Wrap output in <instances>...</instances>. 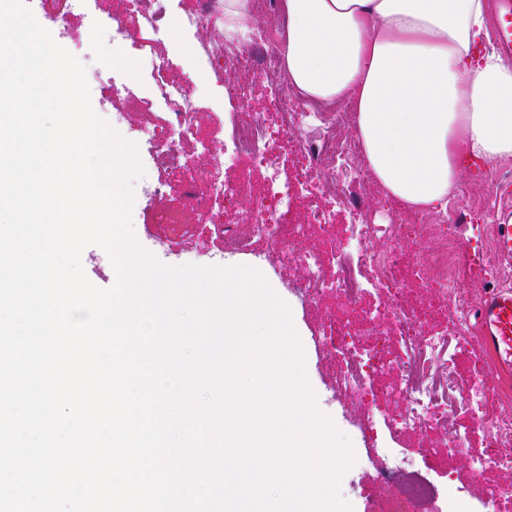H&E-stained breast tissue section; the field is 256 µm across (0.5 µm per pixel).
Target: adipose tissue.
<instances>
[{"mask_svg":"<svg viewBox=\"0 0 512 512\" xmlns=\"http://www.w3.org/2000/svg\"><path fill=\"white\" fill-rule=\"evenodd\" d=\"M282 65L317 103H351L384 190L413 210L447 205L457 160L512 157V64L475 56L487 0H281Z\"/></svg>","mask_w":512,"mask_h":512,"instance_id":"obj_1","label":"adipose tissue"}]
</instances>
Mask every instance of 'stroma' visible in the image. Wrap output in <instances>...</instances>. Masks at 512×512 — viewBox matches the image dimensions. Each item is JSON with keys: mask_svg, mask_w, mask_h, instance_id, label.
<instances>
[{"mask_svg": "<svg viewBox=\"0 0 512 512\" xmlns=\"http://www.w3.org/2000/svg\"><path fill=\"white\" fill-rule=\"evenodd\" d=\"M37 21L54 40L75 55L86 67L94 111L107 120L123 137L138 145L144 174L134 183L132 226L139 243L168 265H198L227 262L259 268L276 292L289 304L301 338L306 371L316 394L319 409L331 416L338 429L352 442L356 463L341 481L340 493L352 512H372L378 493L388 492L381 482L379 460L390 452L395 483L420 478L439 491L441 512H453L448 490L458 491L471 512H482V497L474 484L470 461L490 452L491 446L478 422L470 414L459 420L461 444L455 455H447L434 436L402 429L403 401L392 397L391 388L399 383L396 362L403 347L385 329H372L358 337V344L370 349L366 361L364 389L341 392L336 383V367L326 356L322 336L336 313L335 296L311 305L302 297L303 255L311 250L339 256L349 237L350 209L323 196L318 183L295 194L288 214L292 224L308 221L309 210L330 211L333 227L329 236L309 232L290 246L269 240L254 241L256 256L225 251L221 226L245 223L252 204L230 195L211 192L210 183H228L239 173H247L257 187L268 184L266 167L241 162L224 167V146L237 124L253 117L263 120L270 132H277L280 108L291 84L287 76L269 83L261 68H254L249 80L251 97L239 106L227 91L240 82L239 73L224 63V51L235 46L246 48L242 39L224 36V0H209L213 22L205 28L188 25V16L197 12L199 0H162L160 24L169 32L157 43L155 55L163 58L165 73H158L140 45L142 35L133 30L126 0H83L79 9H69L66 0H27ZM127 29L125 38L113 39L115 29ZM186 78V94L195 112L192 135L182 142L183 151L209 174L208 182L192 181L188 172L164 170L153 163L157 143L167 139L173 128L171 110L161 95L165 77ZM305 133L296 131L275 143V165L279 182L297 186L304 179L307 164L302 143ZM457 190L447 207H434V214L447 211L458 216L460 232L448 248V269L473 300H480L485 289L512 285V262L494 258L495 225L500 211H512V158L486 161L469 154L458 159ZM358 203L372 223L387 225L395 220L399 206L375 178H368L358 190ZM183 209L190 224L175 228L166 224V211ZM429 227L417 224L405 237L376 236L373 249H403L402 267L408 305L429 304L418 329L425 336H458L455 351L463 388H470L474 370H481L482 385L489 398L512 384V373L501 372L490 351L480 343L477 319L459 323L455 301L430 305L425 285L410 274L413 267L427 265L434 255L428 247Z\"/></svg>", "mask_w": 512, "mask_h": 512, "instance_id": "stroma-1", "label": "stroma"}]
</instances>
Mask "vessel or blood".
Segmentation results:
<instances>
[{
  "label": "vessel or blood",
  "mask_w": 512,
  "mask_h": 512,
  "mask_svg": "<svg viewBox=\"0 0 512 512\" xmlns=\"http://www.w3.org/2000/svg\"><path fill=\"white\" fill-rule=\"evenodd\" d=\"M502 15L496 38L502 56L512 60V0H495ZM495 252L500 260L512 259V211L500 213L496 224ZM477 320L483 346L490 350L498 367L512 371V287L496 286L485 292Z\"/></svg>",
  "instance_id": "1"
}]
</instances>
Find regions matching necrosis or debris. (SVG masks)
<instances>
[{
  "label": "necrosis or debris",
  "instance_id": "1",
  "mask_svg": "<svg viewBox=\"0 0 512 512\" xmlns=\"http://www.w3.org/2000/svg\"><path fill=\"white\" fill-rule=\"evenodd\" d=\"M247 39L252 44L251 50H226L225 62L243 72L250 71L254 64L259 63L269 76L278 77L279 57L273 35L261 26L252 25L248 28ZM282 123L284 129L307 132L303 150L308 157L309 173L320 175L326 193L340 202H349L365 180L366 169L358 159L360 144L351 131L348 112H328L301 99L284 108ZM271 154L268 131L263 121L255 118L235 128L233 150L225 154L224 161L234 165L249 158L267 164L271 161ZM289 198L288 190L284 189L280 192V209L256 204L246 230L227 227L224 232L225 250L247 251L256 238L293 241L303 235L307 227L323 230L330 224V213L322 210L313 213L310 225L286 223L283 209L288 206ZM352 215L347 253L333 262L323 253L314 251L306 253L302 259L306 271V299L315 304L322 297L333 295L341 308L330 327L331 344L327 354L336 361L338 387L345 393L359 389L366 381L362 351L351 340L357 325L346 316L345 310L362 297L366 283H397L401 266L399 251L380 252L368 245L369 239L378 233H394V225L381 227L368 223L365 213L358 208ZM433 252L435 263L419 269L418 275L438 296H454L456 318L465 321L470 299L464 289L448 279L446 241L437 242ZM369 321L375 325H390L405 346V355L397 363L401 391L406 400L403 428L435 432L439 442L453 452L462 440L458 416L461 412H469L478 420L493 446L490 454L472 459L470 468L474 478L482 479L491 472L511 476L512 417L490 405L481 389L474 388L467 393L460 389L455 358L450 351L451 338L418 335L415 320L404 299L396 295L372 311Z\"/></svg>",
  "mask_w": 512,
  "mask_h": 512
}]
</instances>
